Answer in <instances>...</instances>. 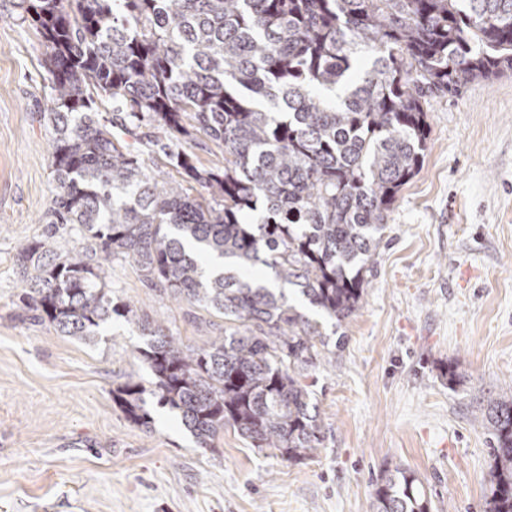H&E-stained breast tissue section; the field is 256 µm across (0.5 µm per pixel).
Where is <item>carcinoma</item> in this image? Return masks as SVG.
Instances as JSON below:
<instances>
[{"mask_svg":"<svg viewBox=\"0 0 512 512\" xmlns=\"http://www.w3.org/2000/svg\"><path fill=\"white\" fill-rule=\"evenodd\" d=\"M50 75L54 223L78 224L96 257L48 259L22 298L62 336L90 343L121 317L153 389L128 377L112 400L148 426L144 395L181 415L202 448L231 427L288 461L323 425L303 372L331 353L325 325L360 309L386 218L420 171L426 98L512 75V0H19ZM112 120L96 117L97 102ZM147 123L164 137L143 143ZM201 133L224 168L198 165ZM152 147L181 179L143 155ZM198 185L193 197L185 184ZM230 326L195 348L113 301L104 263ZM262 264L277 287L251 276ZM493 429L488 512H512V388L482 413ZM375 512H430L401 466Z\"/></svg>","mask_w":512,"mask_h":512,"instance_id":"obj_1","label":"carcinoma"}]
</instances>
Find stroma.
Returning <instances> with one entry per match:
<instances>
[{
	"label": "stroma",
	"instance_id": "1",
	"mask_svg": "<svg viewBox=\"0 0 512 512\" xmlns=\"http://www.w3.org/2000/svg\"><path fill=\"white\" fill-rule=\"evenodd\" d=\"M42 58L39 34L0 0V512H372L398 464L431 512H486L494 436L476 417L512 387V76L428 99L422 168L398 194L340 348L306 378L325 441L295 463L230 428L199 447L153 397L151 424L132 423L112 390L152 381L139 331L115 318L86 344L23 313L18 245L62 257L84 246L80 225L51 221ZM105 275L114 299L185 344L224 333L222 316L171 300L126 260Z\"/></svg>",
	"mask_w": 512,
	"mask_h": 512
}]
</instances>
